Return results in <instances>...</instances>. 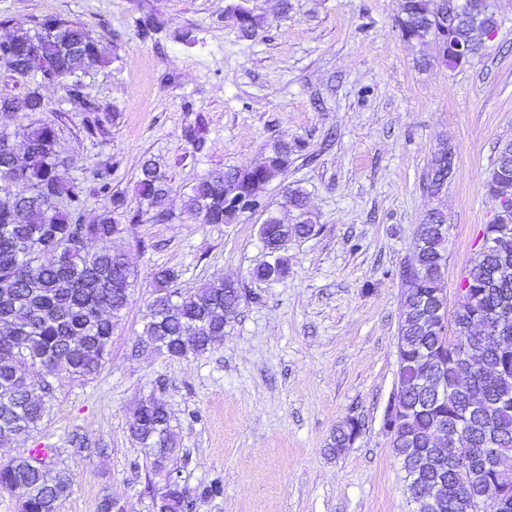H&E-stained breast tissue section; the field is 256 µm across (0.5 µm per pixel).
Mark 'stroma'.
<instances>
[{"label": "stroma", "mask_w": 512, "mask_h": 512, "mask_svg": "<svg viewBox=\"0 0 512 512\" xmlns=\"http://www.w3.org/2000/svg\"><path fill=\"white\" fill-rule=\"evenodd\" d=\"M249 0L253 37L227 15L229 0H0V38L47 15L83 24L110 63L83 77L85 93L115 118L104 138L78 128L80 102L56 83L0 74V95L39 86L40 120L66 119L57 149L74 175L112 166V188L136 205L143 158L167 166L171 222L143 221L114 236L136 273L128 308L101 372L85 383L53 376L54 393L29 448H52L71 493L59 512H99L105 496L124 512H153L146 459L131 440L135 404L162 397L189 462L181 478L190 512H414L383 415L396 387L401 269L414 259L417 227L434 208L450 224L445 286L456 305L461 277L497 204L484 190L499 146L512 141V0H496V37L456 69L432 47L404 41L399 0ZM157 40L137 35L148 14ZM191 31L185 45L176 31ZM430 57L421 65L422 57ZM203 117L207 149L189 157L184 126ZM300 139L286 175L267 185L271 205L305 191L317 233L285 245L287 276L261 282V218L204 224L184 195L206 171L253 166L268 144ZM453 154L441 197L425 189L440 144ZM179 285L232 279L246 297L224 340L200 357L136 356L152 274ZM364 429L341 453L327 443L342 420ZM81 435L76 454L70 438ZM218 479L224 494L201 495Z\"/></svg>", "instance_id": "1"}]
</instances>
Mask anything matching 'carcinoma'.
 I'll return each mask as SVG.
<instances>
[{
  "label": "carcinoma",
  "mask_w": 512,
  "mask_h": 512,
  "mask_svg": "<svg viewBox=\"0 0 512 512\" xmlns=\"http://www.w3.org/2000/svg\"><path fill=\"white\" fill-rule=\"evenodd\" d=\"M245 36L257 34L262 21L243 2L232 0ZM438 0H401L397 26L407 42L435 40ZM500 26L494 8L478 17L463 12L448 30V52L442 63L462 66L455 44L483 47L482 37ZM161 31L155 18L139 21L141 39ZM99 42L80 23L45 16L32 27L17 29L0 41V71L10 75L38 74L41 82L64 83L67 95L84 105L81 133L94 139L104 134L111 115L84 93L81 75L101 64ZM14 111L26 117L44 110L38 88L11 96ZM183 137L193 153L206 147L204 125L196 121ZM55 122H31L23 127L25 158H19L12 134L0 131V447L29 437L47 412L53 391L48 377L61 372L84 383L102 369L112 347V333L128 307L135 272L125 252L112 248V237L129 226L165 223L170 179L154 158L140 165L136 193L140 207L131 210L125 196L111 191L112 166L95 169L92 178L69 174L71 160L56 150ZM299 141H275L251 168L215 169L201 176L186 195L185 207L204 224H232L240 203L264 216L261 239L272 249L270 260L252 275L273 281L288 273L283 244L295 236L315 233L307 197L288 188L286 207L297 213L287 224L269 208L264 187L283 176ZM452 154L439 147L427 176L430 194L448 184ZM512 187V142L498 150L484 188L493 198L501 186ZM109 199L94 224L85 223L92 197ZM448 219L435 209L417 229L415 262L403 267L401 315L397 336L396 394L384 428L405 473L412 502L437 489L433 512H470L472 493L486 497L484 512H512L500 500V478L512 475V207L498 211L482 230V244L459 288L463 303L453 321L440 312L448 261ZM178 274L159 268L152 274V291L134 354L155 352L171 359L202 356L223 340L239 305L229 279L182 289ZM461 430L450 455L439 458L433 447L443 428ZM362 424L350 417L336 426L329 450L339 453L360 435ZM130 437L139 444L151 471L175 479L169 488L153 492V512H184L187 488L180 471L169 467L179 451L165 401L152 393L142 399L129 423ZM55 449L34 453L19 448L0 462V492L18 498L23 512H58L69 495L65 470L50 475L47 460Z\"/></svg>",
  "instance_id": "obj_1"
}]
</instances>
